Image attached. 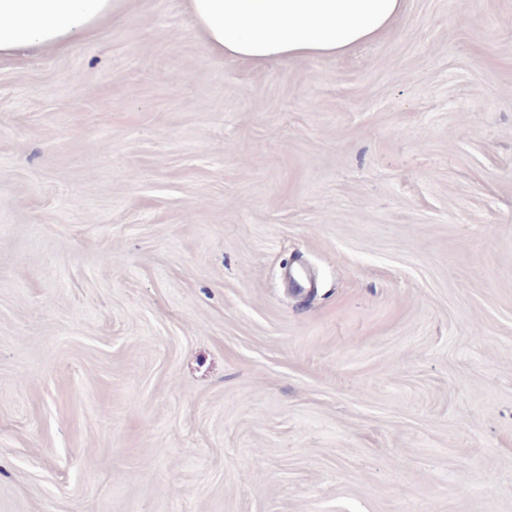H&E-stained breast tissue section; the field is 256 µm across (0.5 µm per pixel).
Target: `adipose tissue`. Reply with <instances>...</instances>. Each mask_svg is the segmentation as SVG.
<instances>
[{"instance_id": "adipose-tissue-1", "label": "adipose tissue", "mask_w": 512, "mask_h": 512, "mask_svg": "<svg viewBox=\"0 0 512 512\" xmlns=\"http://www.w3.org/2000/svg\"><path fill=\"white\" fill-rule=\"evenodd\" d=\"M113 0H0V58L66 47L111 15ZM210 52L261 64L340 56L391 29L404 0H187Z\"/></svg>"}]
</instances>
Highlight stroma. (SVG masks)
Wrapping results in <instances>:
<instances>
[{
  "mask_svg": "<svg viewBox=\"0 0 512 512\" xmlns=\"http://www.w3.org/2000/svg\"><path fill=\"white\" fill-rule=\"evenodd\" d=\"M0 512H512V0L1 58ZM405 0H187L216 57L340 56L391 29Z\"/></svg>",
  "mask_w": 512,
  "mask_h": 512,
  "instance_id": "1",
  "label": "stroma"
}]
</instances>
